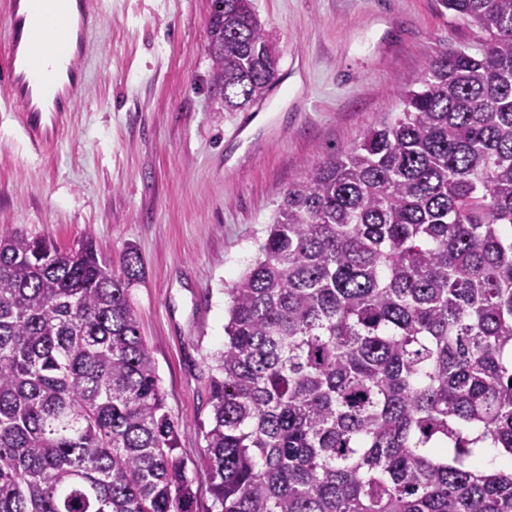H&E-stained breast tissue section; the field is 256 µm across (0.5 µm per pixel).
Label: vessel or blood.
<instances>
[{
	"mask_svg": "<svg viewBox=\"0 0 512 512\" xmlns=\"http://www.w3.org/2000/svg\"><path fill=\"white\" fill-rule=\"evenodd\" d=\"M7 14L8 34L0 49V94L20 106V120L30 139L50 146L63 120L84 95L82 57H68L64 48H50L36 32L25 0H0Z\"/></svg>",
	"mask_w": 512,
	"mask_h": 512,
	"instance_id": "obj_1",
	"label": "vessel or blood"
}]
</instances>
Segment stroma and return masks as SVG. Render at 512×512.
<instances>
[{"label":"stroma","mask_w":512,"mask_h":512,"mask_svg":"<svg viewBox=\"0 0 512 512\" xmlns=\"http://www.w3.org/2000/svg\"><path fill=\"white\" fill-rule=\"evenodd\" d=\"M288 82L266 112L227 110L211 86V0H105L89 89L52 147L0 98V232L70 249L91 237L131 291L197 495L225 293L258 255L288 188L343 154L443 47L479 33L439 0H251ZM253 130L251 141L237 137Z\"/></svg>","instance_id":"35a3bbf8"}]
</instances>
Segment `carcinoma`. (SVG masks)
Listing matches in <instances>:
<instances>
[{
  "label": "carcinoma",
  "mask_w": 512,
  "mask_h": 512,
  "mask_svg": "<svg viewBox=\"0 0 512 512\" xmlns=\"http://www.w3.org/2000/svg\"><path fill=\"white\" fill-rule=\"evenodd\" d=\"M291 185L227 289L210 512H512V0ZM211 84L262 98L251 0H211ZM87 239L0 233V512H194L130 289Z\"/></svg>",
  "instance_id": "cac0c4a2"
}]
</instances>
